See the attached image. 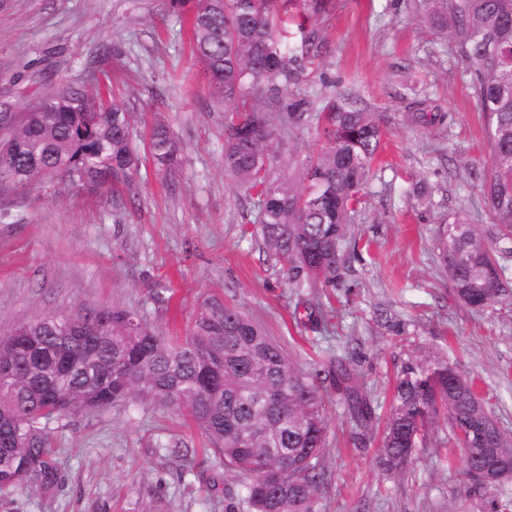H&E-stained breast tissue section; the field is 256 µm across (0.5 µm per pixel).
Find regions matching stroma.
Wrapping results in <instances>:
<instances>
[{"mask_svg":"<svg viewBox=\"0 0 512 512\" xmlns=\"http://www.w3.org/2000/svg\"><path fill=\"white\" fill-rule=\"evenodd\" d=\"M332 3L319 20L328 52L301 92L313 112L331 95H351L383 114L385 133L349 226L348 270L318 291L327 330L297 322V298L257 232L256 198L224 171L234 105L210 100L189 18L169 0H10L0 11V109L29 111L65 85L111 93L134 114L141 159L132 198L47 176L7 200L18 221L0 224V329L118 307L179 336L215 298L260 323L301 372L327 350L349 353L384 409L407 361H447L512 433V295L476 311L455 296L438 258L445 220L464 218L487 238L498 231L481 191L490 150L469 78L450 38L433 34L422 0ZM423 112L438 121L423 123ZM159 122L184 149L173 193L149 152ZM278 133L277 171L298 176L299 160L319 146L315 130ZM325 409L329 482L318 512H512V481L471 483L446 422L394 474L378 464V438L356 446L334 388ZM50 441L54 483L0 492V512H225L226 489L240 484L201 431L164 406L75 412L53 422ZM174 442L188 457L165 454Z\"/></svg>","mask_w":512,"mask_h":512,"instance_id":"obj_1","label":"stroma"}]
</instances>
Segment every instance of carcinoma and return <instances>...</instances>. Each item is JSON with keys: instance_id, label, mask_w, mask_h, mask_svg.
I'll list each match as a JSON object with an SVG mask.
<instances>
[{"instance_id": "carcinoma-1", "label": "carcinoma", "mask_w": 512, "mask_h": 512, "mask_svg": "<svg viewBox=\"0 0 512 512\" xmlns=\"http://www.w3.org/2000/svg\"><path fill=\"white\" fill-rule=\"evenodd\" d=\"M329 0H300L299 41H282L277 0H195L191 43L209 95L236 104L224 127V169L257 199L256 223L265 252L286 270L288 286L334 288L344 275L348 226L383 138V118L332 96L322 112L300 97L281 121L323 126L324 144L301 162L298 180L277 179L278 127L270 108L284 90L300 88L324 57L318 24ZM430 24L450 31L456 55L488 119L490 160L482 188L493 223L512 241V0H426ZM0 127V197L48 176L71 185L121 195L135 183L139 157L132 147L133 113L123 100L72 87ZM158 169L174 171L181 147L164 124L150 135ZM496 242L457 217L439 230V258L459 299L482 310L506 295L507 275ZM301 323L321 329L324 306L300 301ZM37 352L0 335V364L14 370L0 379V491L28 482L50 484V424L88 409L151 403L187 416L208 438L224 472L245 478L227 490L226 512H317L327 485L324 449V377H330L350 418L363 431L376 419L366 383L346 354L328 352L321 367L297 372L284 348L238 308L217 299L203 303L185 335L157 334L137 311L83 307L48 313L25 325ZM474 383L448 363L406 364L399 372L379 448V464L399 472L410 450L439 420L470 436L463 472L485 486L478 471L490 452L512 456V435L487 427Z\"/></svg>"}]
</instances>
